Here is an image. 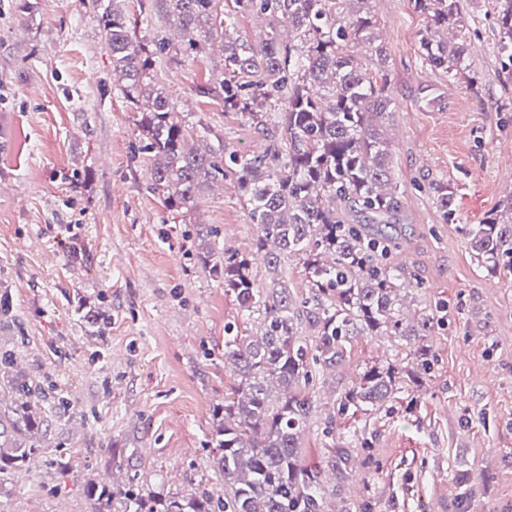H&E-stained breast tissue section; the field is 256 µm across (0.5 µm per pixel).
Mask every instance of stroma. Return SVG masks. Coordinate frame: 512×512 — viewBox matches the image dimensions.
Returning a JSON list of instances; mask_svg holds the SVG:
<instances>
[{"label":"stroma","instance_id":"stroma-1","mask_svg":"<svg viewBox=\"0 0 512 512\" xmlns=\"http://www.w3.org/2000/svg\"><path fill=\"white\" fill-rule=\"evenodd\" d=\"M0 0V408L18 403L12 379L41 385L58 404L34 461L16 470L0 512H89L87 484L183 495L220 490L212 464L214 410L237 380L224 365V328L253 331L224 285L197 260L200 232L215 249L254 252L259 235L234 178L194 209L173 210L144 177L138 114L119 90L96 16L80 0ZM496 0H460L468 67L453 79L427 66V19L410 0H372L397 108L389 118L402 190L399 262L416 287L407 314L435 313L420 403L370 418L336 419V438L361 464L342 484L350 512H512V274L494 277L459 232L512 191V73L497 54ZM132 29L154 48L159 82L207 143L259 153L267 139L241 112L196 87L219 81L220 43L187 52L157 0H123ZM441 98L425 109L420 87ZM452 192L445 222L434 184ZM106 311V335L88 331L76 300ZM405 342L357 338L325 375L301 437L317 461L326 414L372 365L402 363ZM467 473L466 485L457 482Z\"/></svg>","mask_w":512,"mask_h":512}]
</instances>
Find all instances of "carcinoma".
Here are the masks:
<instances>
[{
    "label": "carcinoma",
    "mask_w": 512,
    "mask_h": 512,
    "mask_svg": "<svg viewBox=\"0 0 512 512\" xmlns=\"http://www.w3.org/2000/svg\"><path fill=\"white\" fill-rule=\"evenodd\" d=\"M117 2L81 0L98 19L122 94L141 114L153 189L170 208L189 210L209 182L233 173L250 222L259 226L256 250L264 253L268 274L277 277L281 259L294 255L309 279L298 300L276 281L259 287L247 254L211 246L199 253L203 268L224 278V292L261 317L255 332L224 337V361L237 373L211 438L224 495L91 485V512H349L345 504L327 506L346 478L349 449L333 443L315 463L301 453L313 411L310 385L318 371L342 363L354 339L394 336L415 343L409 355L416 369L370 367L346 392L340 410L371 415L400 395L414 410L418 371L427 369L431 354L422 340L436 319L426 312L409 317L399 308L400 292L413 284L404 268L386 260L401 244L366 231L370 224H395L402 197L386 128L395 102L371 0H159L189 49L224 42V107L242 112L272 139L257 155L226 154L220 140L203 152L195 147L193 128L176 118L155 75V54L165 43L154 54L136 45L130 30L138 19ZM412 2L427 18L419 45L423 60L454 77L464 73L467 45L448 42V25L460 21L459 0ZM250 14L267 17L264 36L254 43L231 37ZM496 21L498 54L512 65V0H497ZM282 26L296 41L281 40ZM270 100L284 105L273 133L265 110ZM437 204L443 218L454 214L448 187L437 186ZM461 232L480 266L512 274V192L498 214L465 224ZM305 322L308 337L299 333ZM13 390L22 399L21 412L0 413V498L12 473L41 447L46 422L40 388L21 378Z\"/></svg>",
    "instance_id": "1"
}]
</instances>
